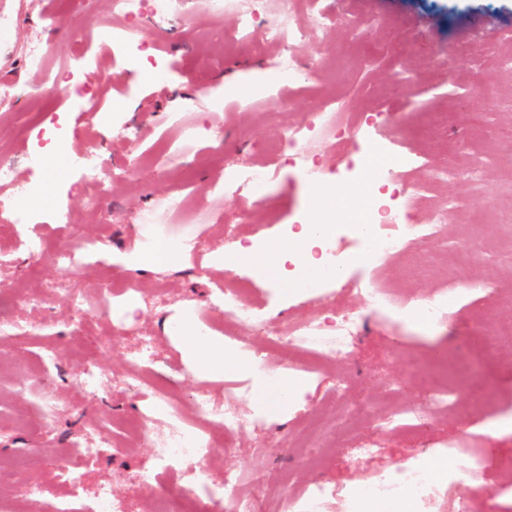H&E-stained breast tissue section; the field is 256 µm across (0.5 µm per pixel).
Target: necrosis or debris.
<instances>
[{
  "instance_id": "1",
  "label": "necrosis or debris",
  "mask_w": 512,
  "mask_h": 512,
  "mask_svg": "<svg viewBox=\"0 0 512 512\" xmlns=\"http://www.w3.org/2000/svg\"><path fill=\"white\" fill-rule=\"evenodd\" d=\"M319 133L338 139L345 135L355 136L356 131L346 124L341 113L321 112L307 125L283 131L274 149L297 155L302 142ZM25 210L24 195L15 188L12 167L1 164L0 222L13 227L27 223ZM429 234L428 226L409 223L406 210L400 206L382 210L377 205H370L352 229L355 249L346 252L341 247H334L333 262L324 268L320 276L299 278L295 284L296 291L316 300L325 299L326 286L336 280L339 271L360 262H384L407 246L421 245ZM360 328V318L354 314L342 316L332 325L313 315L296 325L290 340L320 360L346 358ZM327 334L332 337L328 343L323 340ZM196 407L208 423V431H178L168 439L165 447L154 449L149 465L141 475L139 490L154 494L155 512H172V500L167 494L159 493L158 484L162 474L174 472L179 476L181 496L205 493L215 512H258L254 499L237 496L231 501V510H224V496L237 486L241 475L232 469L225 470L223 483L217 485L209 479L205 467L206 460L215 452L211 432L239 427V420L228 415L223 406L212 402L204 393L198 395ZM482 471L479 459L473 455L447 471L434 472L429 467L413 465L395 472L379 473L374 479L352 484L347 489L319 484L309 486L297 501L287 503L285 509L286 512H320L325 500L339 496L345 502L346 512H360L365 499L383 498L403 491L411 498V512H424L435 482H444L449 490L456 491L478 481ZM56 474L70 486L71 502L55 505L54 512H129L126 499L114 495L110 487L101 486L94 492H87L85 472L71 469L62 462L58 464Z\"/></svg>"
}]
</instances>
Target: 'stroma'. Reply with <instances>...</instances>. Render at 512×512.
<instances>
[{
    "label": "stroma",
    "instance_id": "stroma-1",
    "mask_svg": "<svg viewBox=\"0 0 512 512\" xmlns=\"http://www.w3.org/2000/svg\"><path fill=\"white\" fill-rule=\"evenodd\" d=\"M327 11L366 14L362 37L322 26L304 40L264 51L233 42L239 9L257 12L266 25L301 19L296 0H172L169 18H141L149 41L159 46L162 70L144 79L138 51H127L121 37L101 42L88 29L91 19L108 20L110 0H0V87L24 94L0 100V162L15 169L16 181L46 196L29 206L34 221L27 232L0 234V310L18 332L0 334V456L32 452L76 463L72 445L101 429L125 441L128 452L105 451L88 469L89 485L105 483L131 500L132 512H151L153 500L135 491L137 474L169 434L198 424L195 396L206 391L248 426L223 438L208 460L213 482L228 469L247 480L261 512H282L301 486L368 481L375 473L413 464H442L477 455L485 463L479 482L467 491L468 512H512V345L490 344L501 326L512 324V0H318ZM64 13L59 26L46 18ZM84 31L82 45L72 36ZM50 44L55 64L37 70L26 58L29 47ZM469 58L458 63L461 45ZM292 52L310 77L283 88L273 74L284 52ZM454 63L452 77L430 67L432 58ZM67 73L52 101L39 96L56 76ZM263 73L261 83L240 104L233 87ZM415 82L396 93L398 79ZM96 90L77 98L74 86ZM494 86V105L476 103L477 90ZM359 116L363 132L333 143L317 137L303 145L305 157L325 170L321 186L308 179L303 159L270 155L282 130L308 124L312 115L332 108ZM41 113L47 137H58L80 155L93 137L101 164L119 167L140 154L133 177L113 178L107 189L89 183L73 164L50 171L26 162L36 151L33 139L19 135L18 114ZM401 130L391 148L409 163L407 178L422 187L412 202L411 221L431 225L425 246L431 260L419 266L414 248H405L381 266L348 268L353 281L387 288L396 300L374 307L368 295L331 287L319 302L296 294L298 270L279 279L251 268L217 270L213 260L228 254L245 236L269 242L283 239L289 225L301 224L322 188L344 182L370 186L368 174L349 168L370 140ZM176 165H165L168 154ZM270 172L268 206L276 215L266 223L246 193L229 194L219 181L240 167ZM188 196L190 213L172 209V199ZM38 234L43 254L26 246ZM185 244L174 260L137 267L134 254L146 238ZM205 239L207 252L192 247ZM83 244L86 268L73 273L51 256ZM73 281L86 296L109 282L120 295L105 317H92L75 329L67 300L55 294L31 306L29 292L50 282ZM227 283L248 290L255 320L229 325L214 322L218 336L263 344L269 331L287 333L290 323L317 311L333 319L364 315L348 362L322 364L316 375H302L303 386L288 408L260 411L251 403L246 373L197 375L169 324L185 311L200 320L211 315L210 293ZM165 285L168 306L148 308L140 299ZM453 303L434 325L405 319L417 304L443 295ZM153 340L155 362L133 368L131 335ZM58 357L44 364L48 349ZM95 362L103 378L88 390L84 371ZM152 377L177 403L181 418L156 417L146 432L138 424L144 411L135 375ZM457 388V407L426 403L418 378ZM346 383L343 405L334 401L337 379ZM54 399L48 410L46 399ZM406 406L412 421L376 431L371 421ZM373 442L375 456L358 464L348 450ZM39 482L50 492L30 503V512H51L67 495L53 467L0 470V497L10 498L23 484Z\"/></svg>",
    "mask_w": 512,
    "mask_h": 512
}]
</instances>
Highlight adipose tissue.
Here are the masks:
<instances>
[{"label":"adipose tissue","mask_w":512,"mask_h":512,"mask_svg":"<svg viewBox=\"0 0 512 512\" xmlns=\"http://www.w3.org/2000/svg\"><path fill=\"white\" fill-rule=\"evenodd\" d=\"M331 231L329 224L308 216L300 232L289 233L287 239L266 244L238 245L230 254L232 265H249L260 273L276 275L286 263H293L307 273H316L321 263L313 255L314 247ZM177 336L183 351L195 369L204 375H220L225 371H243L252 379V400L258 409L285 407L301 388L299 380L287 373H272L241 351L225 345L223 338L209 335L197 323L194 314H184L177 323Z\"/></svg>","instance_id":"obj_1"}]
</instances>
